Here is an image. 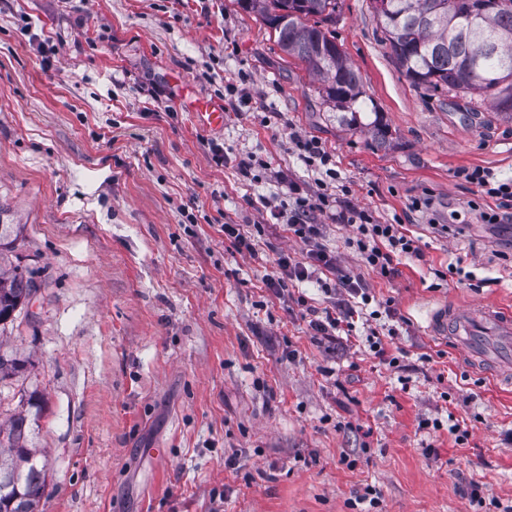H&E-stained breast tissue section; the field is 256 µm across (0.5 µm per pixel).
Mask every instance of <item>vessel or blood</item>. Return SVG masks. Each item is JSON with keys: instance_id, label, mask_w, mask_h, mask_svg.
<instances>
[{"instance_id": "vessel-or-blood-1", "label": "vessel or blood", "mask_w": 512, "mask_h": 512, "mask_svg": "<svg viewBox=\"0 0 512 512\" xmlns=\"http://www.w3.org/2000/svg\"><path fill=\"white\" fill-rule=\"evenodd\" d=\"M438 332L450 335L470 362L512 370V312L495 306L449 308L436 319Z\"/></svg>"}]
</instances>
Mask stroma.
Instances as JSON below:
<instances>
[{"instance_id":"stroma-1","label":"stroma","mask_w":512,"mask_h":512,"mask_svg":"<svg viewBox=\"0 0 512 512\" xmlns=\"http://www.w3.org/2000/svg\"><path fill=\"white\" fill-rule=\"evenodd\" d=\"M329 30L362 78L356 126L238 0H0V224L20 225L9 259L39 286L0 325L25 362L0 382V424L31 421L42 512H512V379L433 329L451 305L512 309L503 229L464 178L512 179V114L413 87L371 0H344ZM202 99L222 128L198 121ZM297 135L329 165L305 164ZM292 181L400 218L422 252L382 276L318 215L372 294L329 338L303 308L324 317L334 290L265 284L280 254L306 258Z\"/></svg>"}]
</instances>
